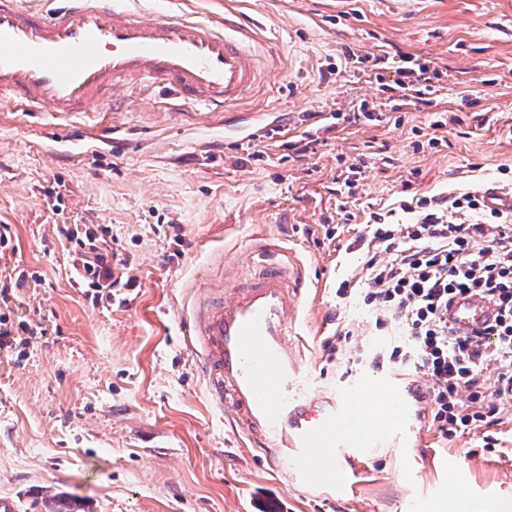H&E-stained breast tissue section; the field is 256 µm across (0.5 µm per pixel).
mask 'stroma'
<instances>
[{
  "label": "stroma",
  "instance_id": "35a3bbf8",
  "mask_svg": "<svg viewBox=\"0 0 512 512\" xmlns=\"http://www.w3.org/2000/svg\"><path fill=\"white\" fill-rule=\"evenodd\" d=\"M132 5L149 18L263 17L248 44L264 80L221 112L156 92L69 117L0 101V317L42 330L0 348V498L16 512H53L60 499L67 512H408L414 499L459 494L512 505V401L490 428L501 448L429 425L412 454L437 469L374 448L343 489L253 447L209 397L183 334L201 287L228 268L248 273L267 244L302 273L293 332L305 385L327 396L370 371L371 315L336 308L337 282L366 273V254L346 245L370 213L411 196L512 185V0ZM399 53L438 71L432 105H388L380 84ZM360 108L376 122L342 120ZM54 126L92 139L61 147L42 134ZM300 139L310 142L302 155L289 148ZM253 148L266 161L249 160ZM345 212L339 237L326 238ZM63 226L106 240L120 279L111 299L92 303L75 284L78 247Z\"/></svg>",
  "mask_w": 512,
  "mask_h": 512
}]
</instances>
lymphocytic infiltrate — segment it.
Segmentation results:
<instances>
[{
    "instance_id": "obj_1",
    "label": "lymphocytic infiltrate",
    "mask_w": 512,
    "mask_h": 512,
    "mask_svg": "<svg viewBox=\"0 0 512 512\" xmlns=\"http://www.w3.org/2000/svg\"><path fill=\"white\" fill-rule=\"evenodd\" d=\"M433 81L427 64L401 55L391 90L425 106ZM407 222L372 212L355 243L367 256L365 279H342L340 306L359 302L375 315L390 352L371 356L425 377L432 423L454 438L493 423L512 386V212L486 209L479 193H441L403 205ZM78 260L90 287L112 278L103 242L86 235ZM484 295L498 321L474 337L455 336L448 301L458 293Z\"/></svg>"
}]
</instances>
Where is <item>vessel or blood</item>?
<instances>
[{
    "label": "vessel or blood",
    "instance_id": "obj_1",
    "mask_svg": "<svg viewBox=\"0 0 512 512\" xmlns=\"http://www.w3.org/2000/svg\"><path fill=\"white\" fill-rule=\"evenodd\" d=\"M127 0H58L50 13L25 0H0V95L32 112L83 111L88 101H120L124 90L157 89L213 110L259 84L244 29L203 20L146 18ZM242 278L205 287L185 326L200 348L212 397L233 412L257 447L304 472L323 462L347 482L368 448H408L420 435L424 382L397 371L377 380L387 396L374 412L360 380L330 398L303 388L291 327L299 313L300 277L260 248ZM496 303L463 294L448 307L458 336L493 323Z\"/></svg>",
    "mask_w": 512,
    "mask_h": 512
}]
</instances>
